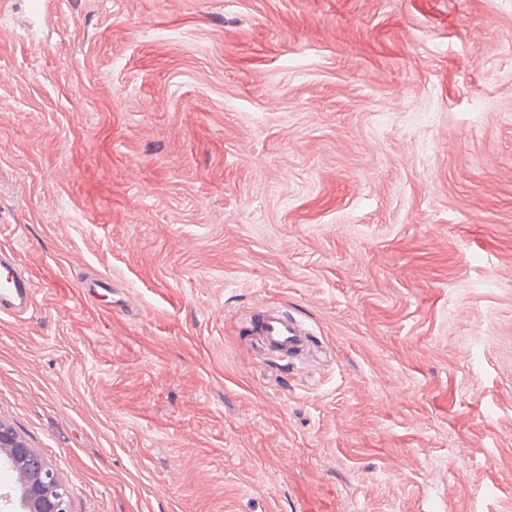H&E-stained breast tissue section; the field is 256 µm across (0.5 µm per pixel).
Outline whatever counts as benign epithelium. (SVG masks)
Returning a JSON list of instances; mask_svg holds the SVG:
<instances>
[{
  "instance_id": "obj_1",
  "label": "benign epithelium",
  "mask_w": 512,
  "mask_h": 512,
  "mask_svg": "<svg viewBox=\"0 0 512 512\" xmlns=\"http://www.w3.org/2000/svg\"><path fill=\"white\" fill-rule=\"evenodd\" d=\"M0 449L17 472L18 512H69V489L55 469L9 426L0 423Z\"/></svg>"
}]
</instances>
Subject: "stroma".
Returning <instances> with one entry per match:
<instances>
[{"mask_svg":"<svg viewBox=\"0 0 512 512\" xmlns=\"http://www.w3.org/2000/svg\"><path fill=\"white\" fill-rule=\"evenodd\" d=\"M0 14V245L37 283L0 421L70 512H512V0ZM264 305L319 358L250 352Z\"/></svg>","mask_w":512,"mask_h":512,"instance_id":"1","label":"stroma"}]
</instances>
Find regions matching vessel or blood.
Instances as JSON below:
<instances>
[{
  "instance_id": "vessel-or-blood-1",
  "label": "vessel or blood",
  "mask_w": 512,
  "mask_h": 512,
  "mask_svg": "<svg viewBox=\"0 0 512 512\" xmlns=\"http://www.w3.org/2000/svg\"><path fill=\"white\" fill-rule=\"evenodd\" d=\"M36 284L19 264L13 249L0 246V314L14 317L35 307ZM242 331L251 348L263 359L286 364L310 360L315 342L310 329L282 309L267 306L251 311Z\"/></svg>"
}]
</instances>
